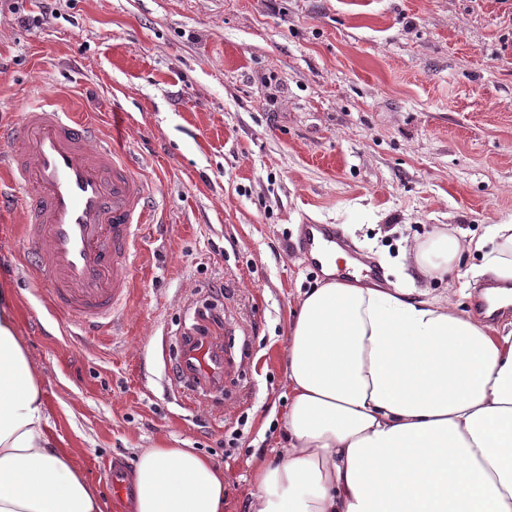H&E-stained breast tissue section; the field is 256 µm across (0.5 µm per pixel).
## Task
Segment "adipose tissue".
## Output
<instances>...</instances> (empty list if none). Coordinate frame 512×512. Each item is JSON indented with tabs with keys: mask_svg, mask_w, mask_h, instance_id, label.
Listing matches in <instances>:
<instances>
[{
	"mask_svg": "<svg viewBox=\"0 0 512 512\" xmlns=\"http://www.w3.org/2000/svg\"><path fill=\"white\" fill-rule=\"evenodd\" d=\"M512 302V222L445 233L401 257L443 276L464 255ZM286 442L252 469L248 512H512V329L428 289L329 280L288 328ZM134 512H224V470L190 448H146ZM0 512H102L46 415L42 376L0 292Z\"/></svg>",
	"mask_w": 512,
	"mask_h": 512,
	"instance_id": "obj_1",
	"label": "adipose tissue"
}]
</instances>
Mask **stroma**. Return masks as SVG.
Here are the masks:
<instances>
[{
    "mask_svg": "<svg viewBox=\"0 0 512 512\" xmlns=\"http://www.w3.org/2000/svg\"><path fill=\"white\" fill-rule=\"evenodd\" d=\"M49 101L112 129L153 184L147 261L115 329L49 314L0 212V289L41 370L46 412L104 508L112 465L192 448L247 512L253 463L283 441L291 309L324 275L299 227L334 224L387 286L468 311L466 256L444 280L400 258L438 231L512 220V0H0V122ZM234 339L214 399L172 388L162 342Z\"/></svg>",
    "mask_w": 512,
    "mask_h": 512,
    "instance_id": "stroma-1",
    "label": "stroma"
}]
</instances>
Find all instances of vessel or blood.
<instances>
[{
	"mask_svg": "<svg viewBox=\"0 0 512 512\" xmlns=\"http://www.w3.org/2000/svg\"><path fill=\"white\" fill-rule=\"evenodd\" d=\"M155 192L126 150L95 123L54 105H29L20 124L0 123V207L16 204L20 238L41 261L27 271L48 312L69 324L113 326L142 270L141 225L151 223ZM349 250L335 225L305 224L299 247ZM178 384L208 394L224 389L230 347L206 336L181 340L173 357Z\"/></svg>",
	"mask_w": 512,
	"mask_h": 512,
	"instance_id": "vessel-or-blood-1",
	"label": "vessel or blood"
}]
</instances>
